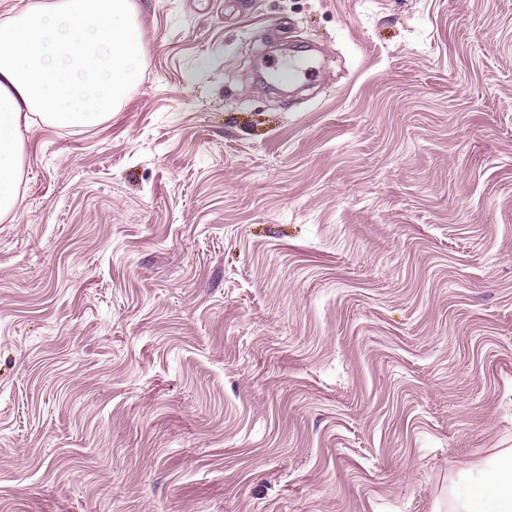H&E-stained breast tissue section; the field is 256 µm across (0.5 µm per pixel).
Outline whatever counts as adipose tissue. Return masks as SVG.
Instances as JSON below:
<instances>
[{"label": "adipose tissue", "instance_id": "obj_1", "mask_svg": "<svg viewBox=\"0 0 512 512\" xmlns=\"http://www.w3.org/2000/svg\"><path fill=\"white\" fill-rule=\"evenodd\" d=\"M133 0H40L0 19V219L18 201L24 133L100 123L143 61ZM448 512H512V448L472 464Z\"/></svg>", "mask_w": 512, "mask_h": 512}]
</instances>
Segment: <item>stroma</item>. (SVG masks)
Here are the masks:
<instances>
[{
  "instance_id": "stroma-1",
  "label": "stroma",
  "mask_w": 512,
  "mask_h": 512,
  "mask_svg": "<svg viewBox=\"0 0 512 512\" xmlns=\"http://www.w3.org/2000/svg\"><path fill=\"white\" fill-rule=\"evenodd\" d=\"M134 3L0 220V512H448L512 448V0Z\"/></svg>"
}]
</instances>
